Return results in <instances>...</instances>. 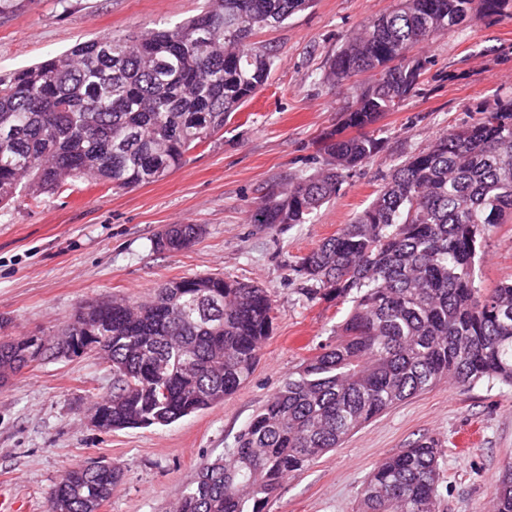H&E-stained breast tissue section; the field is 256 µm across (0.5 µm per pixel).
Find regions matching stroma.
Returning <instances> with one entry per match:
<instances>
[{
	"label": "stroma",
	"instance_id": "stroma-1",
	"mask_svg": "<svg viewBox=\"0 0 512 512\" xmlns=\"http://www.w3.org/2000/svg\"><path fill=\"white\" fill-rule=\"evenodd\" d=\"M398 0H315L257 42L276 51L268 82L211 143L178 171L132 189L63 188L0 208V334H59L88 302L147 300L163 283L220 273L266 288L273 327L248 381L223 403L167 426L101 430L89 408L112 391V370L94 356L31 364L0 386V492L18 512H48L63 473L91 461L120 471L101 512H169L200 467L234 448L266 400L335 341L348 308L302 293L295 275L308 253L364 210L406 155L476 109L512 100V16L498 15L416 49L427 65L415 93L385 113L382 150L358 166L308 224H254L253 207L294 176L320 168L323 137L341 123L358 81L323 75L345 38ZM204 0H30L0 15V75L59 55L99 35L132 34L197 14ZM200 224L191 249L159 253L166 225ZM486 288L512 282V222L488 239L478 266ZM445 441L441 512H487L498 474L512 465V387L445 380L381 414L340 447L288 476L266 512H357L368 475L422 436Z\"/></svg>",
	"mask_w": 512,
	"mask_h": 512
}]
</instances>
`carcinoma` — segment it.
I'll return each instance as SVG.
<instances>
[{"label":"carcinoma","mask_w":512,"mask_h":512,"mask_svg":"<svg viewBox=\"0 0 512 512\" xmlns=\"http://www.w3.org/2000/svg\"><path fill=\"white\" fill-rule=\"evenodd\" d=\"M311 0H208L196 16L135 37L85 40L0 78V206L87 178L114 189L155 182L208 143L267 83L274 50L254 34L283 25ZM512 0H400L364 23L330 61L325 79L368 81L325 138L326 162L255 205V224H304L336 198L348 174L382 144L373 125L401 107L425 71L412 50ZM512 219V100L479 110L405 158L349 224L298 258L308 300L350 304L336 344L308 359L252 416L229 458L204 464L178 512H266L283 480L339 447L373 418L452 379L512 386V283L483 289L481 249ZM174 224L158 251L202 235ZM77 314L67 349L112 367L98 403L109 430L166 426L233 395L269 336L267 289L215 274L164 284L154 299L100 303ZM29 336L0 341V382L28 365ZM439 440L422 436L383 460L360 512H437ZM119 473L97 463L65 472L49 512H99ZM512 512V466L493 486Z\"/></svg>","instance_id":"carcinoma-1"}]
</instances>
